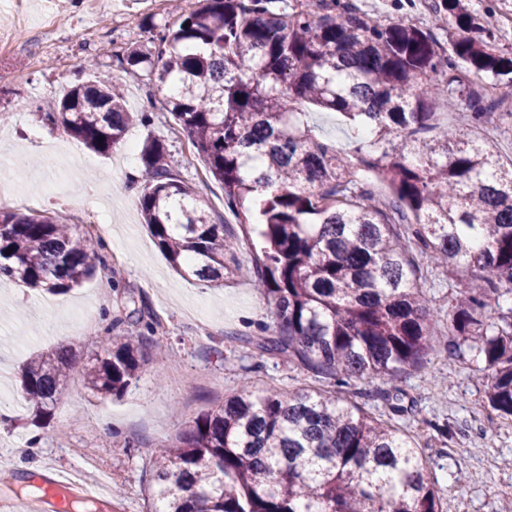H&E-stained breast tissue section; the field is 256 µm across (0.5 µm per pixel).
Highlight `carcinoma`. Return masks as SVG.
I'll list each match as a JSON object with an SVG mask.
<instances>
[{"instance_id": "obj_1", "label": "carcinoma", "mask_w": 512, "mask_h": 512, "mask_svg": "<svg viewBox=\"0 0 512 512\" xmlns=\"http://www.w3.org/2000/svg\"><path fill=\"white\" fill-rule=\"evenodd\" d=\"M438 8L459 32L448 49L400 20H369L354 0H198L177 28L153 36L156 53L119 59L175 86L169 112L262 247L248 267L227 264L235 235L198 204L157 139L143 152V223L177 271L217 284L226 271L251 279L277 317L256 347L327 383L260 394L244 386L196 418L152 452L150 497L163 509L151 512H443L413 440L341 391L354 378L391 383L434 352L438 311L416 250L432 268L470 274L448 299V335L484 360L487 402L512 417V307L483 319L490 303L512 297V158L485 134L512 109L465 82L484 74L512 95V58L494 53L493 33L471 36L482 27L462 0ZM440 99L469 108L466 127L435 130ZM304 103L353 122L354 151L317 140ZM34 114L105 155L133 120L106 73ZM361 167L391 199L357 178ZM101 248L76 224L0 210V278L58 294L93 275ZM130 316L128 335L83 367L105 398L125 392L155 333L141 309ZM76 364L72 349L26 364L22 389L38 414H54ZM59 493L67 508L90 512L72 489Z\"/></svg>"}]
</instances>
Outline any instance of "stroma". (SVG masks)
Returning <instances> with one entry per match:
<instances>
[{
    "label": "stroma",
    "mask_w": 512,
    "mask_h": 512,
    "mask_svg": "<svg viewBox=\"0 0 512 512\" xmlns=\"http://www.w3.org/2000/svg\"><path fill=\"white\" fill-rule=\"evenodd\" d=\"M370 20L406 18L416 11L418 27L448 46L459 32L438 24L434 0L399 8L395 0H357ZM482 27L494 33L497 54L512 57V0H466ZM168 0H109L107 14L85 10L81 0H19L18 14L0 13V183L12 198L1 204L16 213L57 216L66 223L110 226L104 266L68 293L0 280V448L12 453L19 475L51 467H82L83 485L108 481L109 512H146L150 450L202 414L220 409L242 385L294 391L320 383L284 358L258 350L253 340L276 327L273 309L252 281L234 274L223 286L184 277L169 264L142 222L141 150L160 139L168 163L193 184L202 204L230 231L239 219L224 205V191L207 172L189 138L164 106V86L146 71L124 70L120 56L151 52L152 29L177 27L182 12ZM66 25L48 37L49 16ZM96 57L124 87L133 113L150 111L152 121H133L125 132L131 154L101 155L62 129L37 121L32 106L62 97L83 78L79 65ZM315 137L337 150L353 149L351 131L333 112L311 109ZM133 292L157 319V344L124 396L105 398L73 374L52 417L35 419L22 396V366L36 354L74 347L87 364L125 327L120 299ZM438 352L425 366L402 374L394 389L377 379L352 381L345 397L369 415L414 437L429 459L444 512H500L512 498V420L493 411L485 398L488 372L472 353L449 356L456 340L436 328Z\"/></svg>",
    "instance_id": "1"
}]
</instances>
